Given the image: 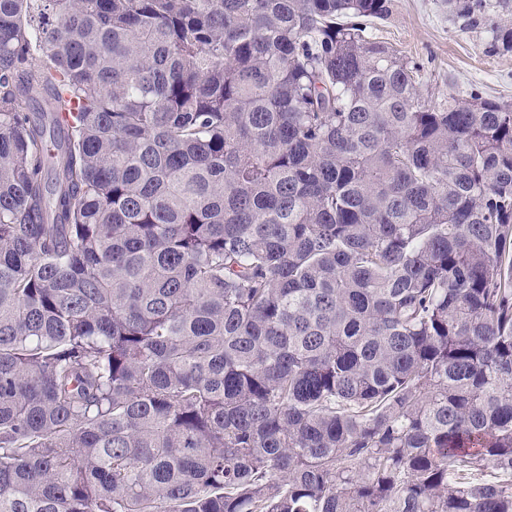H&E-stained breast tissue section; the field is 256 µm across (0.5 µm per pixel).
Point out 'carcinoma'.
I'll return each instance as SVG.
<instances>
[{"mask_svg": "<svg viewBox=\"0 0 512 512\" xmlns=\"http://www.w3.org/2000/svg\"><path fill=\"white\" fill-rule=\"evenodd\" d=\"M390 13L0 0V512H512V103Z\"/></svg>", "mask_w": 512, "mask_h": 512, "instance_id": "obj_1", "label": "carcinoma"}]
</instances>
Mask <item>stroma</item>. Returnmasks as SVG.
I'll list each match as a JSON object with an SVG mask.
<instances>
[{
    "label": "stroma",
    "instance_id": "1",
    "mask_svg": "<svg viewBox=\"0 0 512 512\" xmlns=\"http://www.w3.org/2000/svg\"><path fill=\"white\" fill-rule=\"evenodd\" d=\"M371 33L426 63L427 79L442 91L462 96L479 86L512 102V54L485 55L478 38L452 29L445 0H392L389 18Z\"/></svg>",
    "mask_w": 512,
    "mask_h": 512
}]
</instances>
